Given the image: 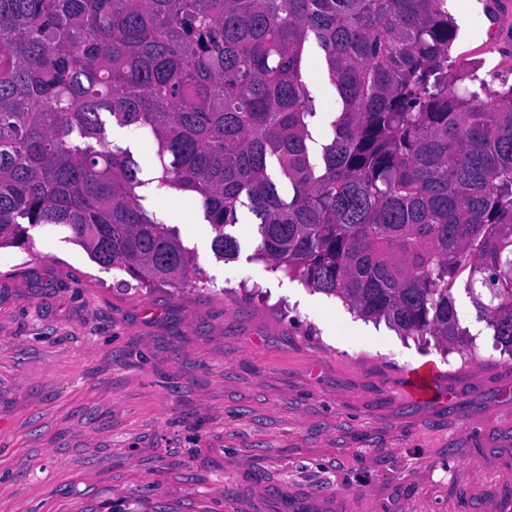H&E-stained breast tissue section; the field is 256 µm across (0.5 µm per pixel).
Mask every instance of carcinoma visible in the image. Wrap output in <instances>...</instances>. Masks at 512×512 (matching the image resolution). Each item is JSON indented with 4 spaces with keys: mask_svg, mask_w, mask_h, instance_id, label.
I'll return each instance as SVG.
<instances>
[{
    "mask_svg": "<svg viewBox=\"0 0 512 512\" xmlns=\"http://www.w3.org/2000/svg\"><path fill=\"white\" fill-rule=\"evenodd\" d=\"M444 2L0 0V248L54 226L140 288L189 281L107 113L154 140L153 181L200 198L220 257L246 207L274 268L449 350L465 272L512 353V84L452 71ZM311 41L340 105L318 158Z\"/></svg>",
    "mask_w": 512,
    "mask_h": 512,
    "instance_id": "obj_1",
    "label": "carcinoma"
}]
</instances>
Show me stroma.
Wrapping results in <instances>:
<instances>
[{"mask_svg": "<svg viewBox=\"0 0 512 512\" xmlns=\"http://www.w3.org/2000/svg\"><path fill=\"white\" fill-rule=\"evenodd\" d=\"M445 8L458 62L512 69V0ZM304 80L330 143L318 46ZM143 196L193 252L188 284L120 286L48 226L0 249V512H512V356L463 287L472 341L447 353L270 270L248 208L227 261L196 197Z\"/></svg>", "mask_w": 512, "mask_h": 512, "instance_id": "obj_1", "label": "stroma"}]
</instances>
